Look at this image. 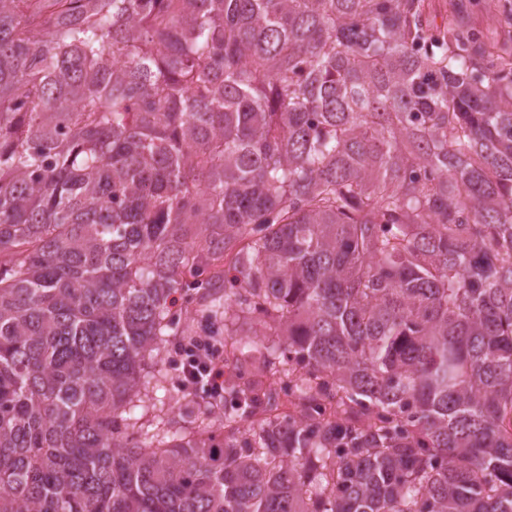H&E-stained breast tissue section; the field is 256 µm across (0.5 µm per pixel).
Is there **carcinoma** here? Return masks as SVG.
Segmentation results:
<instances>
[{
    "mask_svg": "<svg viewBox=\"0 0 512 512\" xmlns=\"http://www.w3.org/2000/svg\"><path fill=\"white\" fill-rule=\"evenodd\" d=\"M0 0V512H512V11ZM221 422L133 416L182 292Z\"/></svg>",
    "mask_w": 512,
    "mask_h": 512,
    "instance_id": "cac0c4a2",
    "label": "carcinoma"
}]
</instances>
